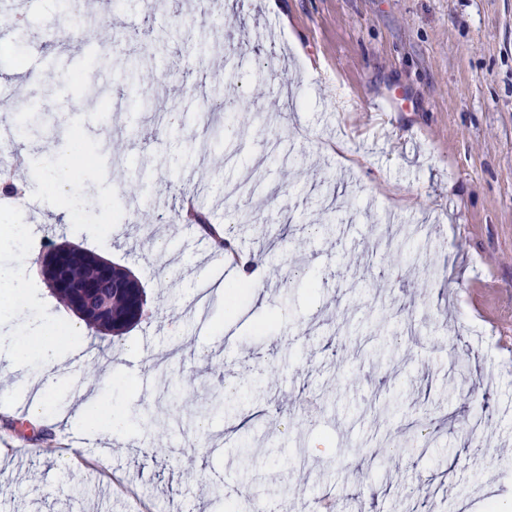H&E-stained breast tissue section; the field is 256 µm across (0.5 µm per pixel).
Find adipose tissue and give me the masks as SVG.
<instances>
[{"instance_id":"adipose-tissue-1","label":"adipose tissue","mask_w":512,"mask_h":512,"mask_svg":"<svg viewBox=\"0 0 512 512\" xmlns=\"http://www.w3.org/2000/svg\"><path fill=\"white\" fill-rule=\"evenodd\" d=\"M12 318L8 305L1 302L0 379L5 380L6 391H15L17 385L11 380L13 372L26 365L31 358H39L41 372L36 380L26 386L31 395L28 417L38 423L48 414L49 397L61 380L66 356L47 322H30L26 326L25 335L18 336L14 333ZM98 400V388L81 387L70 400V411L59 414L58 422L104 435L111 440L128 437L131 424L127 412L99 409Z\"/></svg>"}]
</instances>
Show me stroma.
Returning a JSON list of instances; mask_svg holds the SVG:
<instances>
[{
    "instance_id": "stroma-1",
    "label": "stroma",
    "mask_w": 512,
    "mask_h": 512,
    "mask_svg": "<svg viewBox=\"0 0 512 512\" xmlns=\"http://www.w3.org/2000/svg\"><path fill=\"white\" fill-rule=\"evenodd\" d=\"M221 2L215 22L196 0H100L92 55L55 0L0 12V127L29 106L39 146L79 142L72 193L18 164L27 204L0 203V225L39 226L0 246L30 264L15 326L70 343L35 263L62 241L132 272L151 310L85 331L53 398L111 357L126 373L100 406L129 410L128 442L33 429L27 396L0 395V512H512V0ZM193 191L262 254L264 304L227 305L236 266L159 222Z\"/></svg>"
}]
</instances>
